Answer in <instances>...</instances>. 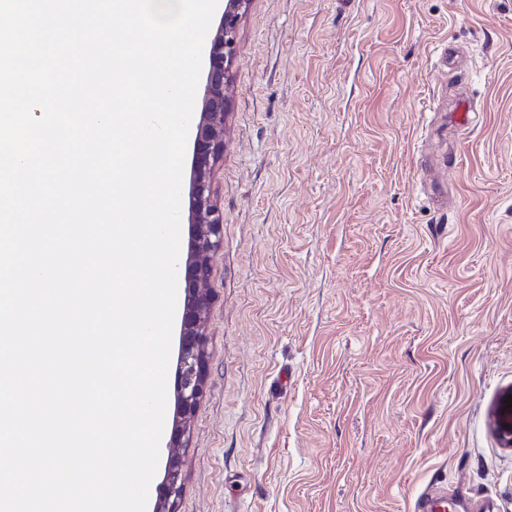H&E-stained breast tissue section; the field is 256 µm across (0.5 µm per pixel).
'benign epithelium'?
<instances>
[{"mask_svg":"<svg viewBox=\"0 0 512 512\" xmlns=\"http://www.w3.org/2000/svg\"><path fill=\"white\" fill-rule=\"evenodd\" d=\"M249 0H226L211 40L208 72L202 90V115L193 144V176L189 192L192 239L185 263L186 302L181 326L175 394L180 420L168 443L166 477L152 512H179L182 496L180 449L185 447V423L204 395L206 342L201 326L212 302L209 288L211 258L224 239V213L214 200L213 171L224 152V87L230 81L236 54L238 22Z\"/></svg>","mask_w":512,"mask_h":512,"instance_id":"obj_1","label":"benign epithelium"}]
</instances>
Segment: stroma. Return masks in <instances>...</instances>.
Segmentation results:
<instances>
[{"mask_svg": "<svg viewBox=\"0 0 512 512\" xmlns=\"http://www.w3.org/2000/svg\"><path fill=\"white\" fill-rule=\"evenodd\" d=\"M224 93L180 512H512V0H250ZM499 504L493 498L473 500L456 491L448 494V488H425L419 495L417 512H499Z\"/></svg>", "mask_w": 512, "mask_h": 512, "instance_id": "35a3bbf8", "label": "stroma"}]
</instances>
